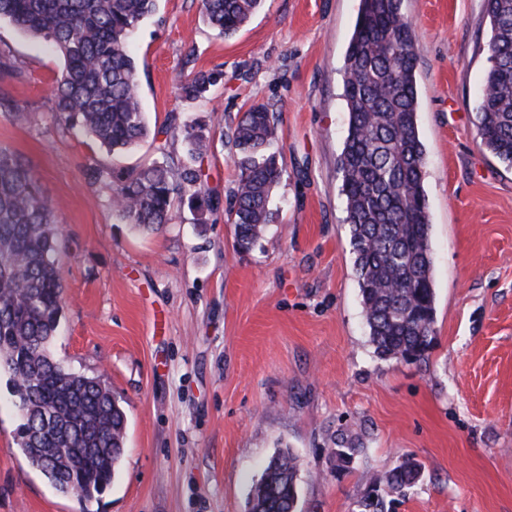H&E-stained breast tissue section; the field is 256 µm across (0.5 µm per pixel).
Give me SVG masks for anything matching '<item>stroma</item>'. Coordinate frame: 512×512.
<instances>
[{"label": "stroma", "instance_id": "35a3bbf8", "mask_svg": "<svg viewBox=\"0 0 512 512\" xmlns=\"http://www.w3.org/2000/svg\"><path fill=\"white\" fill-rule=\"evenodd\" d=\"M418 45V128L435 288L424 359L375 356L362 314L338 160L347 130L345 55L359 0H264L216 37L198 0H157L134 37L150 131L201 122L214 211L176 202L161 232L131 234L112 214V170L159 160L153 139L113 159L60 123L50 88L61 57L0 23L18 71L0 93V146L40 180L67 255L66 306L52 350L103 376L127 416L111 486L58 493L17 441L0 378V512H248L279 449L298 462V512H361L403 459L421 466L385 512H512V167L475 136L491 31L484 0H403ZM220 68L210 98L181 84ZM283 147L273 221L239 250L225 221L235 180L228 137L251 104ZM362 450L338 461L337 444Z\"/></svg>", "mask_w": 512, "mask_h": 512}]
</instances>
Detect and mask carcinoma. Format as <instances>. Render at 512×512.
<instances>
[{
    "mask_svg": "<svg viewBox=\"0 0 512 512\" xmlns=\"http://www.w3.org/2000/svg\"><path fill=\"white\" fill-rule=\"evenodd\" d=\"M263 0H200L203 21L221 38L235 35ZM157 0H0V21L49 44L63 59L51 90L62 123L77 126L112 155L148 137L138 65L130 41ZM403 0H360L347 52V135L339 159L363 316L375 354L419 360L434 332L435 289L425 149L420 139L415 69L418 49ZM492 36L476 112L480 145L512 167V0H485ZM220 69L200 71L181 87L187 102L221 83ZM186 162H153L113 175L112 211L135 233L171 223L174 198L213 208L197 163L212 147L186 124ZM236 170L226 222L249 250L270 224V200L282 178L272 114L252 104L231 135ZM66 297L61 231L33 169L0 147V376L20 413L18 444L28 463L63 495L91 499L119 468L127 417L103 378L69 377L55 358ZM297 460L280 451L255 486L249 512H296ZM410 458L360 501L383 512L384 496L403 495L418 478Z\"/></svg>",
    "mask_w": 512,
    "mask_h": 512,
    "instance_id": "cac0c4a2",
    "label": "carcinoma"
}]
</instances>
